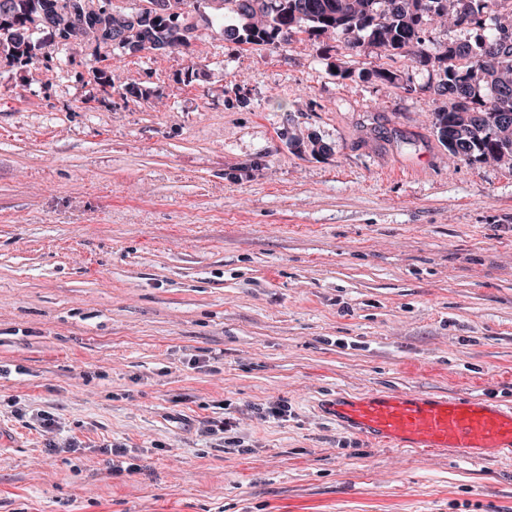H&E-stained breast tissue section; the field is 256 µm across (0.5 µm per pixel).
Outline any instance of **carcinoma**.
I'll use <instances>...</instances> for the list:
<instances>
[{
    "mask_svg": "<svg viewBox=\"0 0 512 512\" xmlns=\"http://www.w3.org/2000/svg\"><path fill=\"white\" fill-rule=\"evenodd\" d=\"M70 0H0V55L32 62L36 45L17 38L15 25L26 30L57 26L65 43H92L88 32L77 35L62 25ZM199 0H168L169 12L152 19L147 32L119 24L127 13L112 10V39H154L170 47L184 45L182 24L188 8ZM214 13L207 20L224 35L254 44L287 43L298 32H332L356 50L365 44L383 48L390 56L405 53L420 64L443 72V88L455 98L450 109L434 113V126L455 157L491 158L512 163V52L487 58L489 49L506 30L512 31V0H474L470 16L456 26L476 24L483 34L472 54L422 37L423 21L448 11L449 0H208Z\"/></svg>",
    "mask_w": 512,
    "mask_h": 512,
    "instance_id": "1",
    "label": "carcinoma"
}]
</instances>
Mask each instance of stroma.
I'll use <instances>...</instances> for the list:
<instances>
[{
  "label": "stroma",
  "instance_id": "stroma-1",
  "mask_svg": "<svg viewBox=\"0 0 512 512\" xmlns=\"http://www.w3.org/2000/svg\"><path fill=\"white\" fill-rule=\"evenodd\" d=\"M189 12V46L0 57V512H512V457L363 441L337 392L512 403V164L410 57ZM286 401L285 421L251 407ZM60 414L45 450L16 408ZM232 414L236 441L196 437ZM121 438L135 472L100 445Z\"/></svg>",
  "mask_w": 512,
  "mask_h": 512
}]
</instances>
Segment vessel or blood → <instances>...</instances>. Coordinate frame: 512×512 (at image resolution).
I'll return each mask as SVG.
<instances>
[{
  "label": "vessel or blood",
  "mask_w": 512,
  "mask_h": 512,
  "mask_svg": "<svg viewBox=\"0 0 512 512\" xmlns=\"http://www.w3.org/2000/svg\"><path fill=\"white\" fill-rule=\"evenodd\" d=\"M329 411L354 433L395 448L471 458L491 449L512 456V406L484 397L375 390L336 396Z\"/></svg>",
  "instance_id": "1"
}]
</instances>
